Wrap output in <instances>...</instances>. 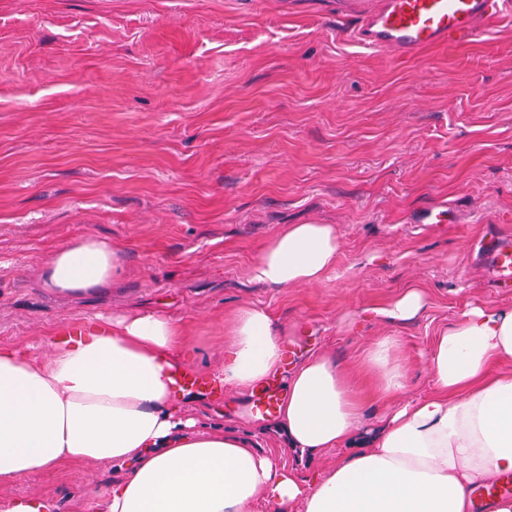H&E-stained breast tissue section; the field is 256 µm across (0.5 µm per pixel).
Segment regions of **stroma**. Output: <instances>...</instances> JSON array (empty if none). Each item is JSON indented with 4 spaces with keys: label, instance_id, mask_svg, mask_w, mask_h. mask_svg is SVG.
<instances>
[{
    "label": "stroma",
    "instance_id": "obj_1",
    "mask_svg": "<svg viewBox=\"0 0 512 512\" xmlns=\"http://www.w3.org/2000/svg\"><path fill=\"white\" fill-rule=\"evenodd\" d=\"M380 0H0V345L41 351L65 326L157 311L191 370L224 354L242 304L299 326L288 363L353 365L402 340L404 399L433 387L423 357L468 306L512 305L477 261L512 234V16L479 41L411 55L353 33ZM448 208L441 224L422 214ZM288 224H333L342 249L318 285L267 287L249 266ZM121 245L111 293L63 299L35 270L75 237ZM428 308L393 325L375 308L406 288ZM253 399L211 389L185 406L260 447L284 436ZM74 465L0 488L57 512L120 477Z\"/></svg>",
    "mask_w": 512,
    "mask_h": 512
}]
</instances>
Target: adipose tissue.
<instances>
[{"instance_id": "obj_1", "label": "adipose tissue", "mask_w": 512, "mask_h": 512, "mask_svg": "<svg viewBox=\"0 0 512 512\" xmlns=\"http://www.w3.org/2000/svg\"><path fill=\"white\" fill-rule=\"evenodd\" d=\"M340 252L336 225L289 224L249 276L315 285ZM124 273L119 247L76 237L38 279L50 293L81 297ZM289 334L267 308L239 306L213 378L253 395L284 375L277 425L300 452L340 449L325 469L301 472L282 450L185 414L174 375L187 367L186 339L151 312L59 333L45 355L0 345V487L69 465L119 463L123 476L86 498L84 512H475L478 489L512 476V306L469 308L443 330L426 354L435 389L409 401L399 337L374 340L358 365L391 405L362 441L356 378L323 353L284 372Z\"/></svg>"}]
</instances>
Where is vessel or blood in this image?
<instances>
[{
    "mask_svg": "<svg viewBox=\"0 0 512 512\" xmlns=\"http://www.w3.org/2000/svg\"><path fill=\"white\" fill-rule=\"evenodd\" d=\"M508 14L512 0H382L377 10L361 16L355 36L377 49L463 46L479 40ZM478 254L498 287L512 286L511 235L483 237Z\"/></svg>",
    "mask_w": 512,
    "mask_h": 512,
    "instance_id": "1",
    "label": "vessel or blood"
}]
</instances>
